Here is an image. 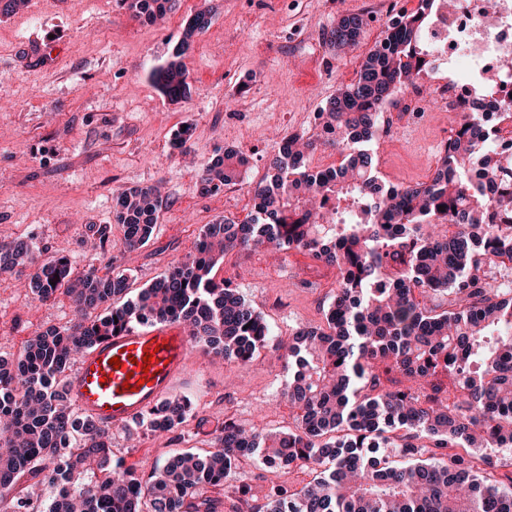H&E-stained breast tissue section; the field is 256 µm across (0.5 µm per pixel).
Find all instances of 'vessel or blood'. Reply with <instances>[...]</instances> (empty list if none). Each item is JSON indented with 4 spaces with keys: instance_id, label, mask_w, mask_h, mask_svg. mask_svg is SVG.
Returning a JSON list of instances; mask_svg holds the SVG:
<instances>
[{
    "instance_id": "vessel-or-blood-1",
    "label": "vessel or blood",
    "mask_w": 512,
    "mask_h": 512,
    "mask_svg": "<svg viewBox=\"0 0 512 512\" xmlns=\"http://www.w3.org/2000/svg\"><path fill=\"white\" fill-rule=\"evenodd\" d=\"M192 339L177 322L126 328L97 342L66 375V395L80 414L103 426L140 421L185 378ZM152 354L150 370L139 361ZM119 366H112V359Z\"/></svg>"
}]
</instances>
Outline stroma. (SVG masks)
Returning <instances> with one entry per match:
<instances>
[{"label": "stroma", "mask_w": 512, "mask_h": 512, "mask_svg": "<svg viewBox=\"0 0 512 512\" xmlns=\"http://www.w3.org/2000/svg\"><path fill=\"white\" fill-rule=\"evenodd\" d=\"M210 27L185 58L191 96L165 98L149 78L202 5ZM419 0H176L154 25L140 23L121 0H29L0 18V240L29 238L43 257L68 256L76 271L96 268L128 276L140 290L193 253L204 225L252 209V188L264 180L276 143L298 134L317 138V113L350 83L359 60L382 36L392 10L414 11ZM363 14L365 34L345 53L322 37L346 12ZM52 35L57 62L39 67L29 52L34 35ZM374 148L379 173L399 186L428 182L437 147L451 131V112L437 107L413 125L396 110ZM184 123L186 148L171 144ZM247 155L238 184L204 195L199 173L225 149ZM157 186L163 198L152 241L131 250L113 214L122 190ZM111 228L110 245L93 249L91 227ZM244 295L277 338L316 325L336 289V270L300 250L260 248L228 253L217 271ZM74 317L66 297L34 299L26 277L0 275V356ZM288 369L260 353L240 368L194 349L188 379L175 390L191 412L167 433L116 429L112 450L126 464H153L180 451L208 450L225 419L271 432L294 428L282 391ZM248 477L257 496L295 488L301 472L256 460L230 474L232 489Z\"/></svg>", "instance_id": "obj_1"}]
</instances>
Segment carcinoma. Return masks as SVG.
<instances>
[{"label":"carcinoma","mask_w":512,"mask_h":512,"mask_svg":"<svg viewBox=\"0 0 512 512\" xmlns=\"http://www.w3.org/2000/svg\"><path fill=\"white\" fill-rule=\"evenodd\" d=\"M153 24L175 0H122ZM437 0L389 17L356 77L317 113L340 151L338 167L312 171L317 148L280 141L271 174L253 188L242 221L206 224L195 253L129 296L122 273L75 274L70 260L40 261L32 241L0 242V274L28 272L34 299L60 295L74 318L0 357V512H216L224 478L260 457L309 476L257 503L248 479L234 486L231 512H512V287L496 273L512 266V158L486 146L492 131L477 113L460 123L429 182L389 188L373 148L395 90L428 65L421 31ZM212 8L186 22L151 81L172 102L191 95L184 63ZM348 13L324 37L340 48L364 33ZM248 158L226 151L200 176L208 195L240 181ZM162 201L134 187L114 204L124 244L147 245ZM445 210H439V207ZM259 246L305 250L336 269L320 325L297 330L277 354L288 366L284 392L295 428L247 429L232 419L203 454L184 451L150 473L112 459V428L79 414L64 376L78 353L129 325L188 324L195 345L237 366L270 345L267 323L236 288L216 280L224 256ZM448 296V308L433 303ZM409 385L391 389L384 377ZM188 403L166 399L139 425L169 432ZM487 448L504 451L500 458Z\"/></svg>","instance_id":"cac0c4a2"}]
</instances>
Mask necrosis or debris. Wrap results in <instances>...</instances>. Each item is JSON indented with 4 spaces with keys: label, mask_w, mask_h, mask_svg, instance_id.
<instances>
[{
    "label": "necrosis or debris",
    "mask_w": 512,
    "mask_h": 512,
    "mask_svg": "<svg viewBox=\"0 0 512 512\" xmlns=\"http://www.w3.org/2000/svg\"><path fill=\"white\" fill-rule=\"evenodd\" d=\"M486 0H455L452 9H440L430 22L427 59L431 68L448 74L436 94L449 111L483 98L495 101V112L484 120L498 135L492 145L503 157H512V123L502 113L512 112V0H497L496 18L485 23Z\"/></svg>",
    "instance_id": "1"
}]
</instances>
